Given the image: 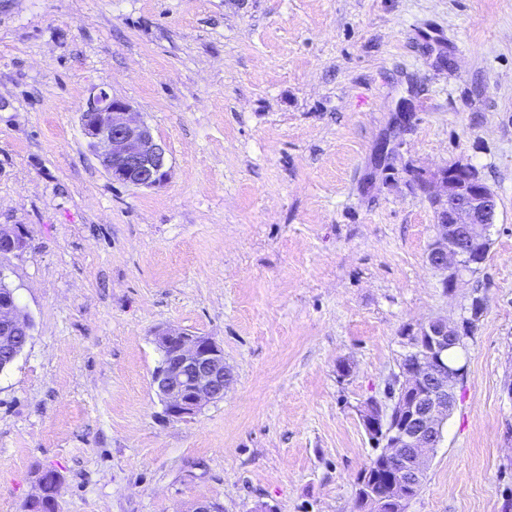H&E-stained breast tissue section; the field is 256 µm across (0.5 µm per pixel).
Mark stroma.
I'll use <instances>...</instances> for the list:
<instances>
[{
  "label": "stroma",
  "mask_w": 512,
  "mask_h": 512,
  "mask_svg": "<svg viewBox=\"0 0 512 512\" xmlns=\"http://www.w3.org/2000/svg\"><path fill=\"white\" fill-rule=\"evenodd\" d=\"M101 89L164 146L163 185L88 149ZM456 162L498 208L447 291L415 174ZM1 225L34 330L0 373V512L49 470L58 512H355L361 410L389 409L408 331L478 298L405 512H512V0H0ZM165 327L234 374L187 421L151 387ZM25 246V236L18 228L0 227V260L19 254Z\"/></svg>",
  "instance_id": "stroma-1"
}]
</instances>
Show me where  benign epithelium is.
Returning a JSON list of instances; mask_svg holds the SVG:
<instances>
[{
    "mask_svg": "<svg viewBox=\"0 0 512 512\" xmlns=\"http://www.w3.org/2000/svg\"><path fill=\"white\" fill-rule=\"evenodd\" d=\"M79 120L88 148L113 181L151 189L167 179L166 151L129 102L101 89L81 106ZM417 180L437 214L427 262L440 275L442 287L453 288L463 272L478 269L486 259L497 196L471 167L460 163L434 173L420 171ZM25 246L19 229L0 227V260L19 254ZM32 330L30 315L0 267V350L8 353V360L0 361V372L19 357ZM155 343L161 359L152 372L151 386L168 416L185 421L224 398L233 372L224 360V348L213 338L167 327L156 332ZM408 344L419 360L399 372V385L403 392L417 389L420 394L411 400L401 395L393 402L390 413L402 417V423L388 429L382 450L390 456L397 448L406 449L398 472L401 486L425 473L431 449L442 441L444 424L456 403V386L465 373L448 365L446 358L449 349L464 345L458 324L432 319L413 332ZM360 417L366 431L385 423L375 401L366 404Z\"/></svg>",
    "mask_w": 512,
    "mask_h": 512,
    "instance_id": "benign-epithelium-1",
    "label": "benign epithelium"
}]
</instances>
